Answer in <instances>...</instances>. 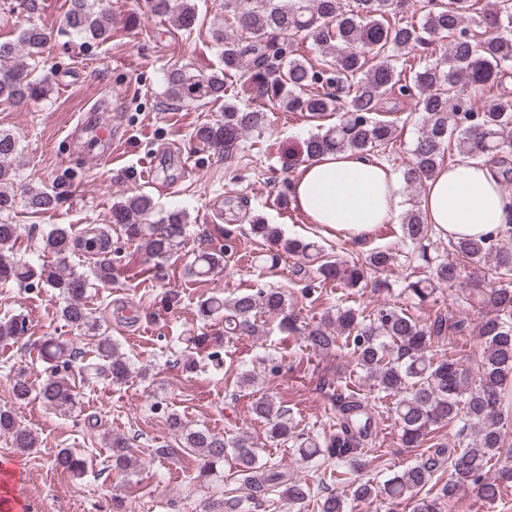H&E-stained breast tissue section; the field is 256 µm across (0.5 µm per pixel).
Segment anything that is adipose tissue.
<instances>
[{"mask_svg":"<svg viewBox=\"0 0 512 512\" xmlns=\"http://www.w3.org/2000/svg\"><path fill=\"white\" fill-rule=\"evenodd\" d=\"M294 205L309 223L366 239L380 224L398 223L403 210L400 182L375 157L352 152L305 161L290 184ZM421 209L443 237H512V193L496 168L481 158L463 157L436 169Z\"/></svg>","mask_w":512,"mask_h":512,"instance_id":"obj_1","label":"adipose tissue"}]
</instances>
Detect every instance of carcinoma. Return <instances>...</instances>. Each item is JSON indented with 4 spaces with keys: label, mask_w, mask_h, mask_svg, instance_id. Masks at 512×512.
Listing matches in <instances>:
<instances>
[{
    "label": "carcinoma",
    "mask_w": 512,
    "mask_h": 512,
    "mask_svg": "<svg viewBox=\"0 0 512 512\" xmlns=\"http://www.w3.org/2000/svg\"><path fill=\"white\" fill-rule=\"evenodd\" d=\"M101 0H70L64 15L66 31L99 42L111 36L112 18L100 6ZM481 0H424L420 18L405 15L406 0H224L223 28L212 32L221 47L223 68L191 74L182 67L167 72L169 98L205 100L224 104V115L216 123L198 127L194 137L214 151L231 155L247 134L261 133L269 105L304 112L317 123V132L304 141V156L318 157L344 151L378 156L392 140L393 122L381 118L387 100L411 98L424 113L423 126L413 142L412 160L402 170L406 187L426 184L435 170L454 162L451 143L461 156H490L502 168L504 180L512 181V104L495 93L504 66L512 62V40L499 34L512 29V0H499L493 9L480 8ZM154 15L168 16L181 29L192 32L198 22L193 0H146ZM433 37L448 39V51L435 60L424 59L419 48ZM47 42L44 30L32 24L13 40L0 41V102L10 104L46 98L51 85L35 75ZM319 50L322 59L314 66L299 54L302 43ZM19 141L0 130V282L32 286L42 284L64 299L62 317L76 330L95 329L96 322L84 303L87 277L65 262L64 255L75 247L71 228L54 227L43 248L59 258L53 266L36 265L16 258L13 248L20 227L9 222L17 200L32 214L57 209L63 202L59 191L47 190L18 178ZM157 203L148 194L122 198L112 204V223L127 239L137 242L144 261H162L175 254L186 241L188 217L173 209L156 217ZM250 234L267 243L271 265L279 263V251L308 255L312 242L289 239L281 229L268 224L261 215L249 220ZM434 234L422 212L412 210L403 222V237L420 243ZM455 252L452 261L429 267V275L407 285L424 302L443 285L459 281L465 269L477 267L494 257L503 284L486 288L474 277L466 289L468 304L483 316L475 326L483 341L474 369H464L447 356L429 352L433 339L448 331V320L437 316L429 325L419 324L403 310L381 304L369 312L338 307L314 325L297 324L288 313V299L277 288L241 292L231 298L211 296L198 305V316L207 320L224 315L227 335L261 336L262 314L279 320L285 333H304L307 346L323 352L338 340L352 346L356 366L383 397L392 398L401 441L408 447L431 442L434 451L421 463L409 466L379 485L358 482L351 495L331 493L319 498V512H352L353 504L371 499L379 492L387 498L388 512H398L409 495H414L412 512H440L438 498L420 495L433 474L443 466L450 478L442 496L453 498L466 486H473L481 498L493 502L501 497L502 485L512 483V436L504 428L502 401L512 387V252L496 247L490 240L463 238L449 241ZM393 260L389 249L370 252L366 263L344 267L327 260L319 267L320 280L307 286L313 292L326 282L357 287L368 275L388 268ZM224 270V252L201 250L188 273L203 277ZM112 258L103 253L94 277L102 284L112 281ZM25 330L17 317L0 319V343H9ZM44 356L60 363L32 393L21 374L13 384L18 401L36 396L48 407L69 410L75 395L59 375L69 367L64 343L49 338L42 344ZM98 353L105 365L96 371L114 383L126 380L131 363L118 344L103 336ZM336 430L321 437L294 436L288 410L269 395H261L251 406L255 419L265 422L273 439H296L297 452L308 461L316 457L334 460L352 470L366 464V442L375 420L372 407L360 393L340 390L335 395ZM469 437L464 447L445 446L431 434L451 423ZM168 426L177 447L156 449L159 457L175 460L192 452L201 462L200 475L207 478L231 454L241 477V487L250 500L276 495L291 504L312 497L306 481L288 476L275 465L261 461L259 448L246 434L225 438L207 429L195 428L177 415L168 416ZM10 435L14 447L30 451L39 445L36 431L17 424L8 410H0V433ZM113 467L129 471L134 462L127 439L110 438ZM499 465L498 477L486 479L490 462ZM57 468L73 476L86 471L84 458L63 448L58 451Z\"/></svg>",
    "instance_id": "carcinoma-1"
}]
</instances>
